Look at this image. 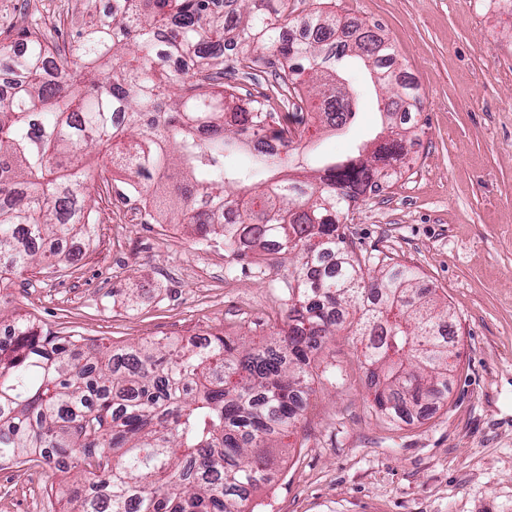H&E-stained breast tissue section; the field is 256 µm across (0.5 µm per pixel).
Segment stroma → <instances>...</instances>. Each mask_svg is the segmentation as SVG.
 Here are the masks:
<instances>
[{
    "label": "stroma",
    "mask_w": 512,
    "mask_h": 512,
    "mask_svg": "<svg viewBox=\"0 0 512 512\" xmlns=\"http://www.w3.org/2000/svg\"><path fill=\"white\" fill-rule=\"evenodd\" d=\"M291 24L330 8L376 28L393 70L415 80L419 107L401 176L353 208L357 254L413 266L453 312L459 357L446 399L411 423L371 405L355 336L312 356L313 388L254 512H512V0H275ZM353 124L310 122L314 163L352 156L382 128L377 91L353 66ZM108 156L92 177L95 226L74 260L27 274L13 307L43 330L118 345L271 336L283 328L284 270L233 265L223 244L179 224L127 221ZM335 366L336 383L322 375ZM49 466L0 467V512H61Z\"/></svg>",
    "instance_id": "35a3bbf8"
}]
</instances>
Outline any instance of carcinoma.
<instances>
[{
	"label": "carcinoma",
	"mask_w": 512,
	"mask_h": 512,
	"mask_svg": "<svg viewBox=\"0 0 512 512\" xmlns=\"http://www.w3.org/2000/svg\"><path fill=\"white\" fill-rule=\"evenodd\" d=\"M112 0L67 45L26 32V51L0 44L15 79L0 95V291L56 252L34 242L88 237L94 153L138 178L116 190L143 198L147 223L182 224L198 242L220 241L236 261L254 243L294 256L281 287L287 329L256 343L213 336L204 347L141 341L117 346L42 332L28 319L0 324V462L49 461L51 487L73 512H251V492L268 481L273 443L293 432L309 386L310 355L348 326L364 342L377 411L404 421L448 392L455 358L451 318L417 272L370 259L352 247L344 224L352 203L401 175L411 128L394 117L418 101L417 86L376 69L392 48L369 31L331 40L348 26L318 10L287 30L271 0ZM132 57L123 60L124 51ZM356 61L372 83L394 89L379 111L387 134L347 160L303 178L272 177L260 193L249 183L294 161L313 108L342 128L355 117L336 76ZM274 68L283 92L238 95L231 75ZM253 146L250 165L227 151ZM228 211L237 214L225 222Z\"/></svg>",
	"instance_id": "obj_1"
}]
</instances>
